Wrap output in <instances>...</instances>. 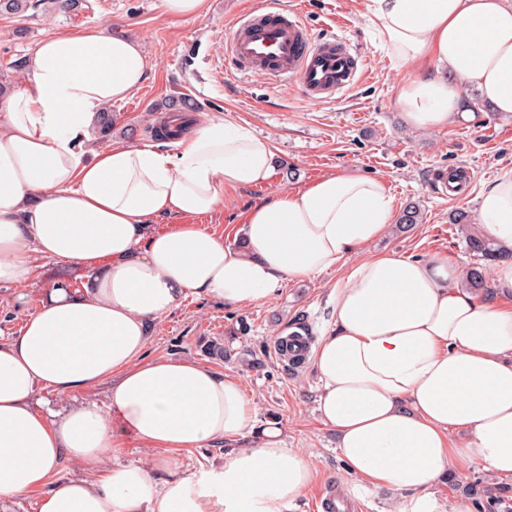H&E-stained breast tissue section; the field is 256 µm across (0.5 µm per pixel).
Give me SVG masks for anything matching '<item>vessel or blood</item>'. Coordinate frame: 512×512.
<instances>
[{"mask_svg":"<svg viewBox=\"0 0 512 512\" xmlns=\"http://www.w3.org/2000/svg\"><path fill=\"white\" fill-rule=\"evenodd\" d=\"M302 14V6L289 8L279 0H267L260 13L239 14L226 46L231 63L270 79L295 81L313 102L349 90L357 80V52L334 32L312 36ZM316 509L354 512L355 503L332 486L319 494Z\"/></svg>","mask_w":512,"mask_h":512,"instance_id":"obj_1","label":"vessel or blood"}]
</instances>
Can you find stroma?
I'll use <instances>...</instances> for the list:
<instances>
[{
    "label": "stroma",
    "mask_w": 512,
    "mask_h": 512,
    "mask_svg": "<svg viewBox=\"0 0 512 512\" xmlns=\"http://www.w3.org/2000/svg\"><path fill=\"white\" fill-rule=\"evenodd\" d=\"M206 2L205 14L191 21L167 17L162 0H82L78 10L68 14H53L39 5L21 17L0 16V85L14 89L20 74L13 70V62L28 61L50 35L103 28L139 38L149 61L146 77L131 96L112 103L113 141L173 150L172 141L159 139L155 128L171 119L166 100L188 96L199 111L273 142L272 180L225 191L217 210L200 220L226 243L239 237L252 204L324 174L351 173L384 178L395 213L410 203L420 209L418 224L405 233L389 226L371 252L441 258L457 269L469 267L472 259L449 216L461 209L477 218L482 187L512 168V116L494 113L478 91L468 87L464 94L475 106L467 116L455 117L434 131L407 126L396 94L418 69L396 66L390 59L363 15L361 0H307L304 21L309 32L320 36L331 30L345 38L357 50L361 70V80L352 89L321 102L307 101L294 85L236 70L225 58L234 19L263 0ZM456 168L465 173L467 188L461 197L452 198L447 190L434 188L432 177ZM340 275V270L331 269L293 280L274 299L244 306L193 297L149 326L147 358H187L220 373H235L255 403L259 420L278 421L287 447L311 461L314 481L287 512H314L316 495L336 480L361 502L363 512H391L396 500L395 494L352 475L336 449L335 433L320 420L311 365L290 368L273 352L278 337L302 328L312 341H319L331 322L328 291ZM61 281L78 290L84 283L76 272L42 259L27 286L0 284V341L18 333L26 317ZM215 343L222 344L223 355L209 353V345ZM430 496L437 512H453L459 505L470 512H512V478L470 461L432 487Z\"/></svg>",
    "instance_id": "stroma-1"
}]
</instances>
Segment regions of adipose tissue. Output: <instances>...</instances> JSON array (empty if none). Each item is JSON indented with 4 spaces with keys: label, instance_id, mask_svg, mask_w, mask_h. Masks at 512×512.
I'll return each instance as SVG.
<instances>
[{
    "label": "adipose tissue",
    "instance_id": "1",
    "mask_svg": "<svg viewBox=\"0 0 512 512\" xmlns=\"http://www.w3.org/2000/svg\"><path fill=\"white\" fill-rule=\"evenodd\" d=\"M388 55L420 72L399 88L405 123L437 130L467 114L462 87L512 114V0H363ZM133 37L45 39L0 102V283L35 258L82 271L52 288L0 342V501L40 492L38 512H280L313 478L278 422L259 424L240 378L182 358H146L148 325L190 296L272 300L285 281L336 266L332 325L312 367L319 410L360 480L399 495L392 512H434L430 486L474 459L512 477V307L476 300L440 259L372 254L393 199L384 179L328 173L250 206L238 245L200 225L225 189L268 183L270 138L198 115L175 151L85 149L95 115L145 79ZM485 237L512 249V169L484 186ZM173 219L158 231V218ZM109 383V406L39 408ZM466 433L459 445L450 433ZM161 449L150 466L63 479L69 458L100 467L126 438ZM232 443L222 465L184 474L175 455Z\"/></svg>",
    "mask_w": 512,
    "mask_h": 512
}]
</instances>
